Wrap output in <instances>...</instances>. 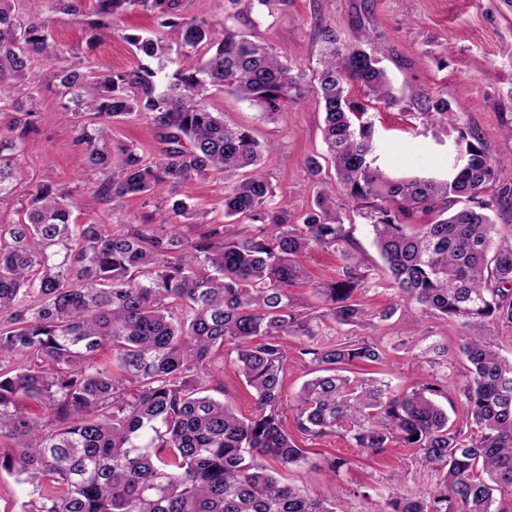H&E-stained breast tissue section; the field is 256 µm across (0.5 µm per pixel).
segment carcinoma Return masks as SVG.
Wrapping results in <instances>:
<instances>
[{
    "label": "carcinoma",
    "mask_w": 512,
    "mask_h": 512,
    "mask_svg": "<svg viewBox=\"0 0 512 512\" xmlns=\"http://www.w3.org/2000/svg\"><path fill=\"white\" fill-rule=\"evenodd\" d=\"M129 11L177 32L172 72L161 39L126 34L138 65L93 81L72 68L52 74L75 109L99 119L81 129L80 161L110 169L118 160L95 194L108 202L167 186V222L179 224L196 212L177 187L218 172L228 181L224 215L250 223L204 224L192 238L151 224H73L71 195L52 182L35 187L23 220L0 222V471L30 487L21 512H336V500L279 478L278 468L308 461L279 410L288 336L308 339L299 354L314 374L295 397L299 434H337L368 457L399 442L442 472L436 486L378 512H512V361L485 333L512 328V243L493 248L489 216L512 188L499 186V162L482 139L460 135L465 164L445 178L385 176L374 116L348 90L400 105L381 51L343 43L325 26L318 93L337 185L322 187L298 221L271 202L259 143L206 101L218 88L270 116L300 95L294 68L233 31L232 16L190 15L184 0H94L91 32L112 35ZM56 57L47 19L0 0V96L35 61ZM14 106L19 115L0 129V200L21 180L15 151L35 128L34 111ZM131 115L159 130L161 156L112 141V121ZM420 117L438 133L458 120L443 97L427 98ZM338 188L372 227L407 318L431 310L469 327L456 379L461 424H448L435 401L447 397L443 379L394 391L383 379L350 377L347 366L381 363L385 349L366 337L320 338L328 320L366 323L356 294L373 282L352 254L343 253L335 280L314 285L321 312L292 302L288 287L304 277L299 257L348 242ZM222 357L254 393L250 417L211 394Z\"/></svg>",
    "instance_id": "cac0c4a2"
}]
</instances>
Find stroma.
Returning <instances> with one entry per match:
<instances>
[{"label":"stroma","instance_id":"obj_1","mask_svg":"<svg viewBox=\"0 0 512 512\" xmlns=\"http://www.w3.org/2000/svg\"><path fill=\"white\" fill-rule=\"evenodd\" d=\"M20 15L44 11L49 33L59 50L49 63L36 62L25 79L14 88L12 100L0 102V127L15 115L13 99L33 100L38 111L37 131L17 153L22 179L10 198L0 201V221L23 218L28 193L36 184L50 179L70 193L77 223L96 220L103 224H160L167 217L165 203L153 197H125L105 202L94 196L93 188L105 178L104 172L80 164L74 144L78 131L61 117L64 97L48 83L53 70L73 68L87 75L106 69L136 66L134 47L124 34L161 33L169 45H176L175 31L161 28L156 19L143 13H125L116 22L112 38L90 43L85 16L92 0H83L82 12L70 15L52 9L49 0H15ZM242 14L233 21L235 31L269 44L300 72L302 93L288 107L271 117H261L257 107L237 101L223 91L210 90L211 111L222 113L224 122L250 130L266 151L262 169L273 191L272 200L284 205L294 217H302L315 203L318 181L335 182L333 164L324 141V109L314 84L320 67L319 29L335 26L343 41L384 52L382 65L399 107H373L375 138L383 171L391 175L444 177L458 153L459 128L476 131L489 153L499 160L502 178L512 184V0H275L271 9L240 4ZM448 99L460 114L458 129L435 137L426 130L418 114L427 97ZM322 166L319 178H312L308 158ZM222 176L192 177L177 192L190 199L208 221L225 223ZM340 216L350 237L349 251L370 270L375 284L358 298L370 314L394 306L398 298L373 241L369 224L355 212ZM301 262L310 275L291 292L301 310H319L313 285L336 278L341 269L339 255L315 248ZM468 328L431 312H419L413 328H406L401 315L364 327L327 326L331 339L373 336L387 356L377 367L362 366L367 377L380 373L394 390H404L428 375L454 378L463 369L459 352L461 336ZM302 338L286 341L288 361L284 376L283 421L294 426V397L307 370L298 356ZM351 458L352 466L328 479L324 458ZM416 451L392 445L387 452L370 459L357 454L348 441L335 436L313 442L310 462L303 468L285 471L286 482L307 486L323 497L335 500L343 512H377L387 498L436 484L439 474L420 466Z\"/></svg>","mask_w":512,"mask_h":512}]
</instances>
